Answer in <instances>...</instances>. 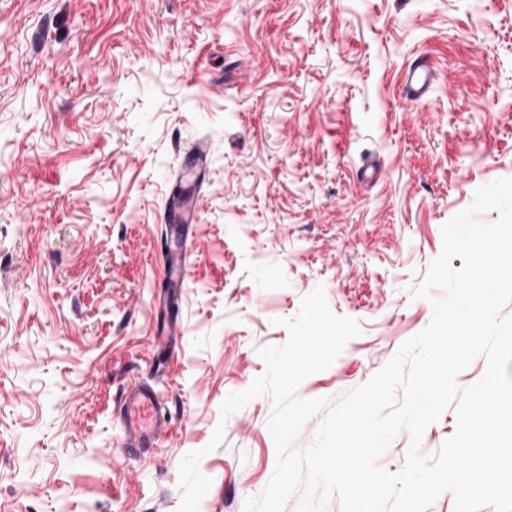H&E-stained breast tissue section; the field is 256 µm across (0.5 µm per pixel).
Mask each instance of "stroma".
<instances>
[{"label": "stroma", "instance_id": "stroma-1", "mask_svg": "<svg viewBox=\"0 0 512 512\" xmlns=\"http://www.w3.org/2000/svg\"><path fill=\"white\" fill-rule=\"evenodd\" d=\"M439 71L400 94L417 54ZM208 141L185 333L157 346L165 203ZM512 178V0H0V512H243L277 462L268 397L222 417L323 286L360 333L302 399L338 400L422 331L443 225ZM168 435L126 456L124 388ZM224 437L210 441L216 427Z\"/></svg>", "mask_w": 512, "mask_h": 512}]
</instances>
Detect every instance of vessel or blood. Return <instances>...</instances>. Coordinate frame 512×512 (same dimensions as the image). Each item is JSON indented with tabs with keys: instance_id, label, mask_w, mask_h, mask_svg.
<instances>
[{
	"instance_id": "obj_1",
	"label": "vessel or blood",
	"mask_w": 512,
	"mask_h": 512,
	"mask_svg": "<svg viewBox=\"0 0 512 512\" xmlns=\"http://www.w3.org/2000/svg\"><path fill=\"white\" fill-rule=\"evenodd\" d=\"M435 79V69L428 56H420L410 63L403 74L401 94L410 102L422 101ZM209 145L197 141L182 158L181 173L193 176L196 182L207 179ZM165 221L174 226L177 245H164L162 259L171 285L167 293L168 314L166 331L169 337L183 335L184 324L179 316L177 297L190 280L192 261L189 242L197 224V200L192 196L175 195L168 198ZM164 402L159 391L147 381L129 385L120 399L118 416L124 428L122 448L132 457L154 451L161 445L165 426Z\"/></svg>"
}]
</instances>
